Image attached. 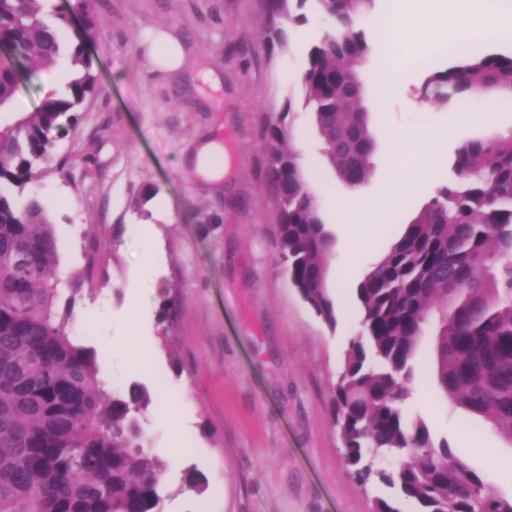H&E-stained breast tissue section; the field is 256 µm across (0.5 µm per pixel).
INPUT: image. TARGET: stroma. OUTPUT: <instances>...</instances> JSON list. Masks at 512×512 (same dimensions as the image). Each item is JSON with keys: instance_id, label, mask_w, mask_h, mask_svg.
Listing matches in <instances>:
<instances>
[{"instance_id": "obj_1", "label": "stroma", "mask_w": 512, "mask_h": 512, "mask_svg": "<svg viewBox=\"0 0 512 512\" xmlns=\"http://www.w3.org/2000/svg\"><path fill=\"white\" fill-rule=\"evenodd\" d=\"M408 0H376L365 22L370 54L362 67L375 151L369 179L350 191L325 162L303 107L299 78L326 26L315 0L303 25L283 23L284 39L263 41L267 19L257 0H96L87 51L103 86L78 123L58 140L65 173L47 171L41 186L58 241V274L92 268L90 290L75 306V331L100 354L108 386L137 381L155 393L140 423L150 450H183L163 476L162 512H371L373 490L356 486L343 463L329 397L350 339L360 330L358 283L447 179L456 148L483 127L512 131V109L493 106L487 125L463 124L456 104L417 98L427 73L458 61L446 42L419 54L391 41L381 21ZM168 29L182 45L174 72L151 70L142 32ZM306 29V44L295 41ZM399 81L388 96L373 82L384 64ZM293 103L298 163L337 210L322 216L333 239L328 288L337 323L328 327L288 283L275 248V201L264 182L259 130ZM402 127L444 136L433 160L352 263L339 210L382 199L396 179L387 131ZM229 143L230 171L214 192L190 163L201 137ZM152 223L153 263L142 266L138 229ZM142 294L129 308L131 291ZM177 312L161 320L165 296ZM147 342L151 356L135 346ZM417 378L406 409L435 442H448L503 496L512 495V439L440 393L434 336L416 352ZM208 480L200 495L180 492L183 472Z\"/></svg>"}]
</instances>
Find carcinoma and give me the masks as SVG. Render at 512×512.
<instances>
[{
	"label": "carcinoma",
	"mask_w": 512,
	"mask_h": 512,
	"mask_svg": "<svg viewBox=\"0 0 512 512\" xmlns=\"http://www.w3.org/2000/svg\"><path fill=\"white\" fill-rule=\"evenodd\" d=\"M308 0H260L269 33L306 22ZM330 25L300 78L322 152L354 189L372 171L375 140L360 65L370 53L364 19L375 0H316ZM81 13L87 28L71 29ZM93 0H0V111L20 88L66 58L73 78L35 110L0 127V512H161L167 464L145 450L140 418L149 388L108 391L97 349L73 335L77 285L61 280L58 242L37 185L55 141L100 91L85 41ZM494 93L512 104V52H471L426 76L418 99L466 103ZM281 112L260 131L265 179L277 204L276 248L288 280L330 328L333 240L297 162L292 122ZM452 177L373 263L356 294L361 330L331 391L343 460L362 488L382 485L372 512H512L448 443L404 410L415 354L436 322L437 382L444 396L507 429L512 439V132H488L455 151ZM71 285L64 304L60 285ZM204 478L185 472L181 490Z\"/></svg>",
	"instance_id": "cac0c4a2"
}]
</instances>
